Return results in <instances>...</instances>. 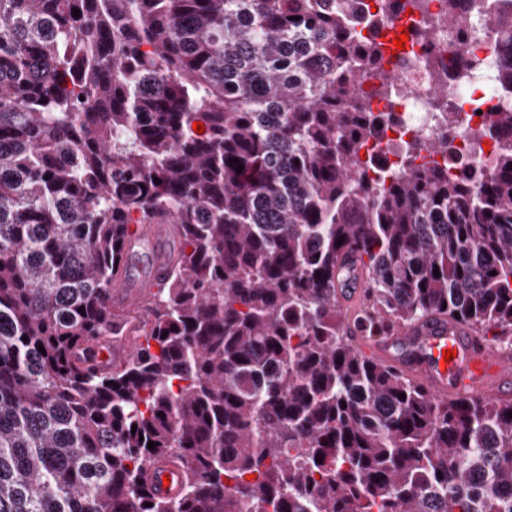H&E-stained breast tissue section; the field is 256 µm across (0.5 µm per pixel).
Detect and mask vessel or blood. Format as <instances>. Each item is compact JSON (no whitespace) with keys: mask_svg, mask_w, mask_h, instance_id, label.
Returning a JSON list of instances; mask_svg holds the SVG:
<instances>
[{"mask_svg":"<svg viewBox=\"0 0 512 512\" xmlns=\"http://www.w3.org/2000/svg\"><path fill=\"white\" fill-rule=\"evenodd\" d=\"M349 332L376 362L422 383L434 397L512 391V354L487 350L479 336L446 316L396 324L382 342H369L354 323ZM447 350L453 353L448 361Z\"/></svg>","mask_w":512,"mask_h":512,"instance_id":"b4317fda","label":"vessel or blood"}]
</instances>
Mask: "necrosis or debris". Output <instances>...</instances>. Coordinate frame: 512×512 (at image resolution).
<instances>
[{"label": "necrosis or debris", "mask_w": 512, "mask_h": 512, "mask_svg": "<svg viewBox=\"0 0 512 512\" xmlns=\"http://www.w3.org/2000/svg\"><path fill=\"white\" fill-rule=\"evenodd\" d=\"M417 2L431 27L409 36L406 48L385 61L394 76L385 90L373 78L361 85L371 112L382 117L374 150L389 164L400 162L408 147L426 161L430 142L444 136L451 173L489 181L496 154L512 144V133L490 126L493 112L512 105V83L501 78L512 69V38L475 0ZM452 4L466 17L456 32L440 19ZM441 84L448 88L444 100L436 92Z\"/></svg>", "instance_id": "necrosis-or-debris-1"}]
</instances>
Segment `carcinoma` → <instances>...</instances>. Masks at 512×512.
Masks as SVG:
<instances>
[{"mask_svg": "<svg viewBox=\"0 0 512 512\" xmlns=\"http://www.w3.org/2000/svg\"><path fill=\"white\" fill-rule=\"evenodd\" d=\"M356 5L0 0V512H512V399L346 329L512 333V147L479 187L360 154L392 22ZM133 224L177 246L118 310Z\"/></svg>", "mask_w": 512, "mask_h": 512, "instance_id": "cac0c4a2", "label": "carcinoma"}]
</instances>
